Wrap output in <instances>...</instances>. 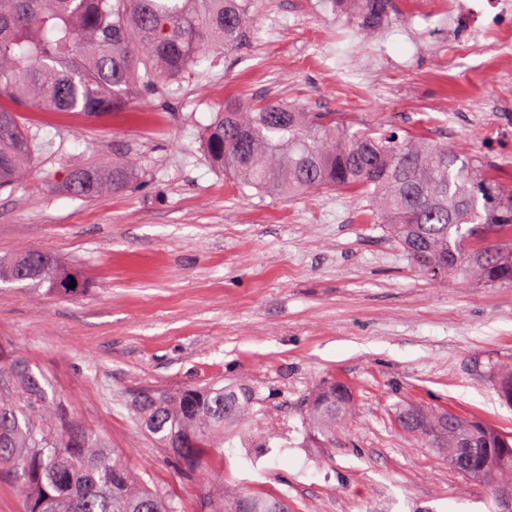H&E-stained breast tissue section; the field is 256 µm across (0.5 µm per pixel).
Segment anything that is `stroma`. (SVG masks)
<instances>
[{
	"label": "stroma",
	"mask_w": 512,
	"mask_h": 512,
	"mask_svg": "<svg viewBox=\"0 0 512 512\" xmlns=\"http://www.w3.org/2000/svg\"><path fill=\"white\" fill-rule=\"evenodd\" d=\"M441 13L422 0L364 33L331 0H258L237 45L204 59L179 97L93 116L21 111L37 162L0 191V255L48 252L89 286L66 296L0 283V352L22 356L74 422L185 512H199L202 492L131 412L139 390L253 386L252 414L225 429L206 467L229 490L287 494L289 512H497L396 415L444 410L512 435L496 384L512 369V287L432 282L373 223L364 194L243 190L200 142L225 101L287 102L424 135L512 193V63L501 82L454 58L448 37L465 30L449 32ZM318 29L339 32L333 54L316 56ZM347 62L383 69V83L349 85ZM119 159L137 163L127 191L67 190L73 167ZM333 381L351 389L355 419L319 448L304 404Z\"/></svg>",
	"instance_id": "1"
}]
</instances>
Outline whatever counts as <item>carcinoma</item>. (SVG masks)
<instances>
[{
  "mask_svg": "<svg viewBox=\"0 0 512 512\" xmlns=\"http://www.w3.org/2000/svg\"><path fill=\"white\" fill-rule=\"evenodd\" d=\"M254 0H0V190L17 186L34 164L33 138L18 110L122 112L142 90L179 81L212 50L236 45ZM393 0H361L362 30L386 23ZM209 160L242 187L272 195L318 189L368 194L378 223L433 280L462 278L512 287V194L477 177L476 161L419 134L353 130L334 112H298L281 102L227 106L205 127ZM136 165L98 163L69 171L76 196L100 198L132 184ZM0 282L49 283L73 296L87 287L47 252L0 258ZM76 287H71V284ZM47 380L20 356L0 355V470L23 482L26 512H180L174 499L150 489L100 437L75 425L49 398ZM512 406V371L497 377ZM258 400L245 385L153 391L133 403L158 446L189 470L224 447V426L248 415ZM351 390L322 385L308 399L310 433L326 441L353 422ZM399 426L448 454L467 446V477L495 492L512 482V438L451 413L411 406ZM208 512H288L285 494L227 492L208 487Z\"/></svg>",
  "mask_w": 512,
  "mask_h": 512,
  "instance_id": "carcinoma-1",
  "label": "carcinoma"
}]
</instances>
